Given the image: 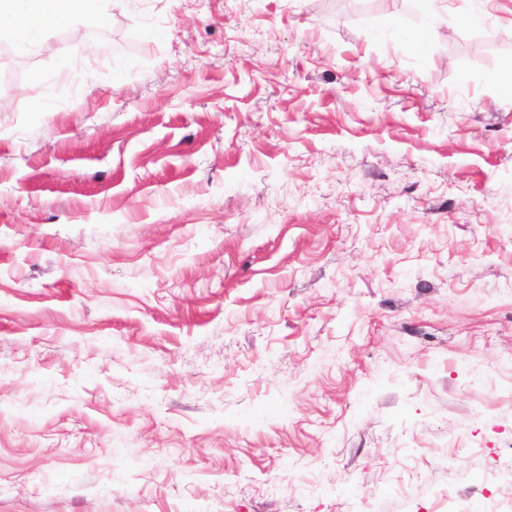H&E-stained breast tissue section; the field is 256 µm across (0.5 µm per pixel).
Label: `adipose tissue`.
<instances>
[{"label": "adipose tissue", "mask_w": 512, "mask_h": 512, "mask_svg": "<svg viewBox=\"0 0 512 512\" xmlns=\"http://www.w3.org/2000/svg\"><path fill=\"white\" fill-rule=\"evenodd\" d=\"M104 0H0V31L20 53L42 48L46 29L71 25L77 18H102Z\"/></svg>", "instance_id": "obj_1"}]
</instances>
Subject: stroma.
<instances>
[{
	"instance_id": "35a3bbf8",
	"label": "stroma",
	"mask_w": 512,
	"mask_h": 512,
	"mask_svg": "<svg viewBox=\"0 0 512 512\" xmlns=\"http://www.w3.org/2000/svg\"><path fill=\"white\" fill-rule=\"evenodd\" d=\"M466 7L110 0L0 59V512L512 495V0Z\"/></svg>"
}]
</instances>
